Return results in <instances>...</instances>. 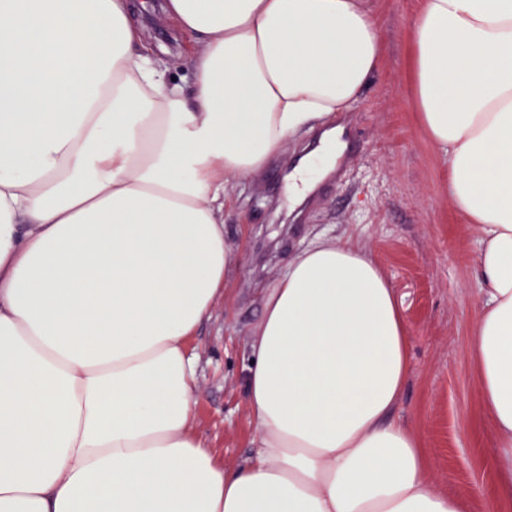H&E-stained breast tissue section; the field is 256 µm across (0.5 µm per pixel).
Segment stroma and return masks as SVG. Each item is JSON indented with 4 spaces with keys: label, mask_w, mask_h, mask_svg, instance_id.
<instances>
[{
    "label": "stroma",
    "mask_w": 512,
    "mask_h": 512,
    "mask_svg": "<svg viewBox=\"0 0 512 512\" xmlns=\"http://www.w3.org/2000/svg\"><path fill=\"white\" fill-rule=\"evenodd\" d=\"M153 46L169 51L173 76H188V50L161 12L162 0H134ZM382 21L377 73L337 118L359 146L343 172H320L293 199L287 176L320 146L317 134L288 141L279 159L225 191L227 287L190 338L200 357L195 426L215 460L232 467L251 452L244 369L266 291L289 258L316 238H361L396 290L413 337L412 370L391 419L412 426L432 459L439 492H469L468 512H512L496 496L493 453L468 354L482 289L474 271L478 236L448 198V161L431 145L414 110L409 23L420 0H366Z\"/></svg>",
    "instance_id": "35a3bbf8"
}]
</instances>
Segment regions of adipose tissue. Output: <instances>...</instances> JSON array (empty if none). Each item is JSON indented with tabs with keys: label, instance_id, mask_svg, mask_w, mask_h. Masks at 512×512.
Segmentation results:
<instances>
[{
	"label": "adipose tissue",
	"instance_id": "adipose-tissue-1",
	"mask_svg": "<svg viewBox=\"0 0 512 512\" xmlns=\"http://www.w3.org/2000/svg\"><path fill=\"white\" fill-rule=\"evenodd\" d=\"M200 46L173 79L132 0H0V512H468L390 420L411 371L365 244L315 241L264 297L253 451L194 424L188 338L230 266L224 184L358 101L382 56L364 0H165ZM412 96L473 224L469 346L512 500V0H421Z\"/></svg>",
	"mask_w": 512,
	"mask_h": 512
}]
</instances>
